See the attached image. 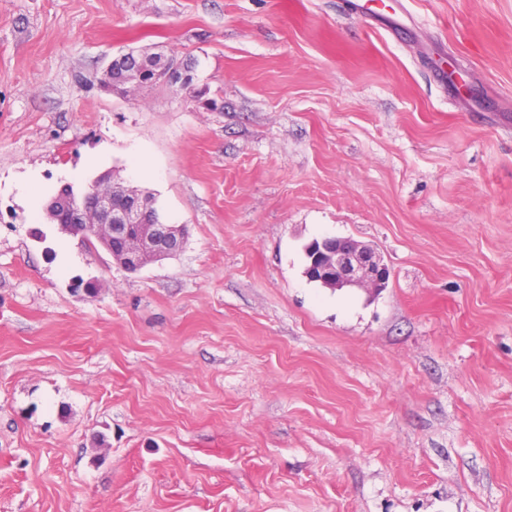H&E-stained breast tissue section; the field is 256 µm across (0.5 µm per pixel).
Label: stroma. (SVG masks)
<instances>
[{"instance_id": "obj_1", "label": "stroma", "mask_w": 512, "mask_h": 512, "mask_svg": "<svg viewBox=\"0 0 512 512\" xmlns=\"http://www.w3.org/2000/svg\"><path fill=\"white\" fill-rule=\"evenodd\" d=\"M108 173L176 256L50 221ZM0 512H512V0H0ZM138 56L139 54L132 50L112 58L107 66V70L112 67V72L108 83L105 85L109 92L119 95L121 87L131 78L138 76L134 71H132V69L126 68L122 65L112 66V64L131 62L132 60L139 58ZM142 62L140 71L142 73V80L139 78L133 82H131L126 88L124 97H128L133 95L138 89L143 87H148L150 81L143 80H151L155 76V66L159 60L153 55V53H149L147 51H143L140 55ZM169 59L171 62H180L187 68L189 67L188 63H184V61L177 58L175 55H170ZM167 56L162 55L160 59V69L157 75H160L165 83L170 86L178 85L180 88L184 87L191 78V74L184 68V66L178 63H171ZM156 75V77H157ZM186 93H193L192 84L182 88ZM312 264L322 277L334 280L336 289L358 287L375 291L390 272L382 257L367 246L348 238L327 237Z\"/></svg>"}]
</instances>
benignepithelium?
<instances>
[{
	"mask_svg": "<svg viewBox=\"0 0 512 512\" xmlns=\"http://www.w3.org/2000/svg\"><path fill=\"white\" fill-rule=\"evenodd\" d=\"M165 83L184 87L191 74L168 57L161 56L158 71ZM123 188L111 181L93 182L83 194L71 200V216L64 228L85 238H94L117 263L136 271L148 262L177 253L183 245L185 226L167 224L159 217L145 222L146 203L131 198L119 209L113 200ZM314 267L322 276L335 281V288L358 287L372 292L379 288L390 272L382 257L367 246L348 238L327 237L315 256Z\"/></svg>",
	"mask_w": 512,
	"mask_h": 512,
	"instance_id": "obj_1",
	"label": "benign epithelium"
}]
</instances>
